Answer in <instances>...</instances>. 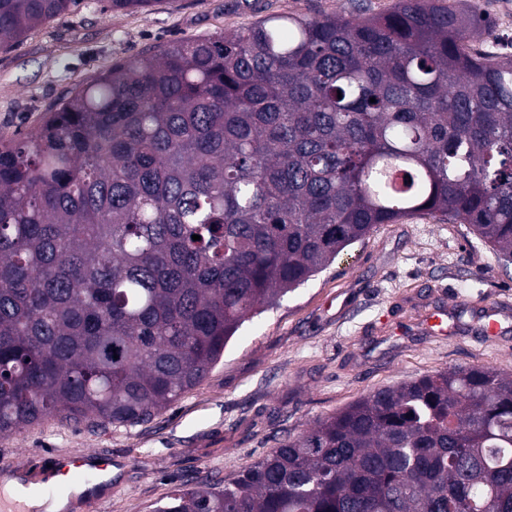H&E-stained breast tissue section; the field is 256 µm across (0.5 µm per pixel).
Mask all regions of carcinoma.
<instances>
[{"instance_id":"1","label":"carcinoma","mask_w":512,"mask_h":512,"mask_svg":"<svg viewBox=\"0 0 512 512\" xmlns=\"http://www.w3.org/2000/svg\"><path fill=\"white\" fill-rule=\"evenodd\" d=\"M79 2L0 0V49ZM490 27L444 0L273 14L117 62L1 138L0 436L149 421L380 224L439 215L511 265L512 56L473 46ZM152 512H512V376L375 390Z\"/></svg>"}]
</instances>
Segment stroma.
<instances>
[{"label":"stroma","mask_w":512,"mask_h":512,"mask_svg":"<svg viewBox=\"0 0 512 512\" xmlns=\"http://www.w3.org/2000/svg\"><path fill=\"white\" fill-rule=\"evenodd\" d=\"M396 0H156L115 12L106 0L30 29L0 50V137L35 129L94 74L176 39L230 32L271 14L370 13ZM489 15L477 49L512 55V6L467 0ZM497 305L500 337L477 339L483 305ZM447 312L454 336L431 335L424 317ZM512 373V267L471 232L420 214L379 225L323 272L246 322L222 360L150 422L74 428L49 417L0 438V477L19 475L41 494L59 454L108 453L112 479L68 512H151L173 486L235 478L284 438L361 396L454 366Z\"/></svg>","instance_id":"1"}]
</instances>
